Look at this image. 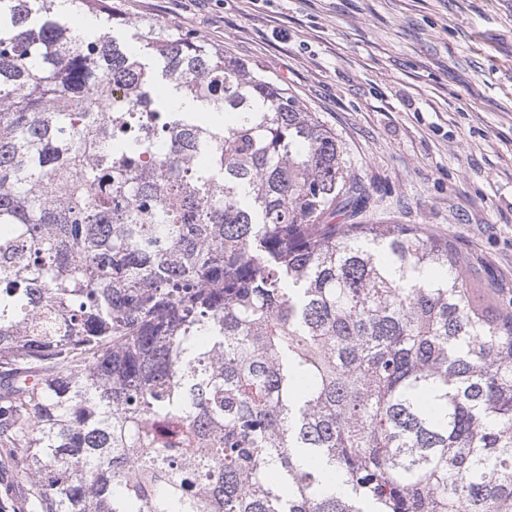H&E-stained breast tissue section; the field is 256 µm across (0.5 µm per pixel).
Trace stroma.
Listing matches in <instances>:
<instances>
[{
  "instance_id": "obj_1",
  "label": "stroma",
  "mask_w": 512,
  "mask_h": 512,
  "mask_svg": "<svg viewBox=\"0 0 512 512\" xmlns=\"http://www.w3.org/2000/svg\"><path fill=\"white\" fill-rule=\"evenodd\" d=\"M280 80L362 180L335 223L420 224L512 281V0H114Z\"/></svg>"
}]
</instances>
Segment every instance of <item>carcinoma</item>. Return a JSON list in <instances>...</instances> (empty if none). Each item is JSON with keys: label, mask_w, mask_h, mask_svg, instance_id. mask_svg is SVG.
I'll list each match as a JSON object with an SVG mask.
<instances>
[{"label": "carcinoma", "mask_w": 512, "mask_h": 512, "mask_svg": "<svg viewBox=\"0 0 512 512\" xmlns=\"http://www.w3.org/2000/svg\"><path fill=\"white\" fill-rule=\"evenodd\" d=\"M63 12L0 0V471L21 512H512V281L420 224L328 223L366 190L273 77Z\"/></svg>", "instance_id": "cac0c4a2"}]
</instances>
